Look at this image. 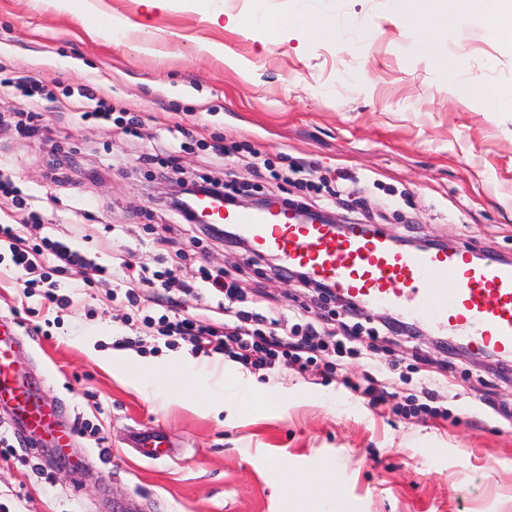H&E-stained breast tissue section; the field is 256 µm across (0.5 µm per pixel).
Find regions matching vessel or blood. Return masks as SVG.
Segmentation results:
<instances>
[{
    "label": "vessel or blood",
    "mask_w": 512,
    "mask_h": 512,
    "mask_svg": "<svg viewBox=\"0 0 512 512\" xmlns=\"http://www.w3.org/2000/svg\"><path fill=\"white\" fill-rule=\"evenodd\" d=\"M216 224L232 226L252 244L256 257L273 258L370 305H385L459 337L474 348L512 357V264L469 249L442 246L407 249L379 229L301 221L292 210H217L201 203ZM18 334L0 324V402L12 405L14 433L56 448L69 447L60 410L47 401L38 380L17 374L7 353ZM132 447L147 459L165 456L166 440L147 429L130 433Z\"/></svg>",
    "instance_id": "b4317fda"
}]
</instances>
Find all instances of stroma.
I'll return each mask as SVG.
<instances>
[{
	"label": "stroma",
	"mask_w": 512,
	"mask_h": 512,
	"mask_svg": "<svg viewBox=\"0 0 512 512\" xmlns=\"http://www.w3.org/2000/svg\"><path fill=\"white\" fill-rule=\"evenodd\" d=\"M325 2L340 21L364 22L373 39L304 38L293 26L271 39L144 0H87L77 13L54 0H0V61L51 92L34 106L37 136L13 118L33 106L0 94V175L28 199L23 207L0 197V224L19 225L29 242L61 237L118 276L159 257L178 258L189 283L200 267H220L273 317L298 308L340 330L343 312L296 280L272 278L236 247L163 231L168 217L143 154L169 158L188 179L208 175L305 202L288 183H263L208 149L235 142L283 169L314 162L327 179L322 197L349 194L392 239L512 258V46L480 24L449 28L448 52L464 53L451 77L415 50L425 25L402 20L390 0ZM102 14L124 19L131 33L97 36ZM142 24L152 28L155 54L136 49ZM210 43L246 70L208 53ZM341 75L352 87L337 86ZM475 80L484 95L470 92ZM89 82L117 111L139 117L142 138L81 119L66 93ZM184 131V148L171 151ZM58 152L74 161L66 183L51 179ZM32 210L41 226L29 224ZM63 282L71 305L62 311L24 296L14 273L0 272V320L20 326L17 368L42 377L48 398L72 422L96 425L103 441L75 434L62 458L14 437L13 458L0 460V512H132L142 503L152 512H336L340 501L348 512H512V375L488 369L482 356L423 337L363 334L359 355L343 358L332 378L318 366L301 374L285 364L262 376L212 354L210 376L187 391L173 373L189 345L114 348L130 333L123 294L72 275ZM367 352L387 383L412 380L374 407L342 384L364 374ZM218 381L224 404L206 409ZM423 381L446 384L450 417L397 414ZM132 427L161 428L170 456L150 460L128 448Z\"/></svg>",
	"instance_id": "stroma-1"
}]
</instances>
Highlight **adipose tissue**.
I'll use <instances>...</instances> for the list:
<instances>
[{
    "instance_id": "1",
    "label": "adipose tissue",
    "mask_w": 512,
    "mask_h": 512,
    "mask_svg": "<svg viewBox=\"0 0 512 512\" xmlns=\"http://www.w3.org/2000/svg\"><path fill=\"white\" fill-rule=\"evenodd\" d=\"M180 10L201 13L211 22H225L229 27L262 28L269 36H278L286 20L266 7V0H253V10L242 17L228 13L224 0H177ZM392 7L403 20H423L428 24L432 46L437 47L439 63L448 73H456L459 54L443 51L444 35L449 27L463 22L487 25L499 41L512 44V0H392Z\"/></svg>"
}]
</instances>
